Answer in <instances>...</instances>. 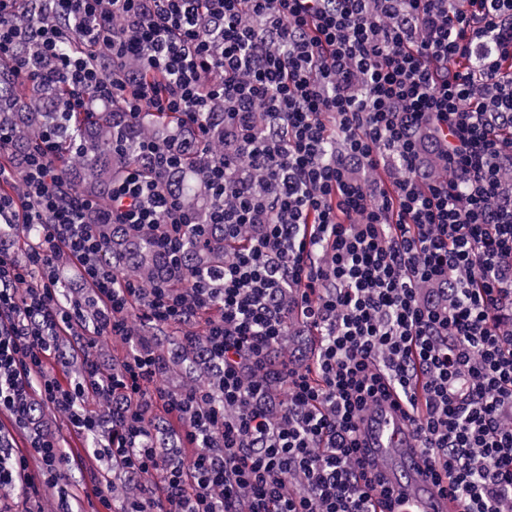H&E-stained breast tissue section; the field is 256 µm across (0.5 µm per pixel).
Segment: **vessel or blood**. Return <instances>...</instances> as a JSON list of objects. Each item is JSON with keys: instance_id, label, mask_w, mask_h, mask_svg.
Masks as SVG:
<instances>
[{"instance_id": "1", "label": "vessel or blood", "mask_w": 512, "mask_h": 512, "mask_svg": "<svg viewBox=\"0 0 512 512\" xmlns=\"http://www.w3.org/2000/svg\"><path fill=\"white\" fill-rule=\"evenodd\" d=\"M361 456L376 463L383 481L409 498L416 512H459L457 502L425 473L402 410L385 404L371 415Z\"/></svg>"}]
</instances>
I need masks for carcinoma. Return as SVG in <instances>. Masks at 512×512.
Masks as SVG:
<instances>
[{"mask_svg": "<svg viewBox=\"0 0 512 512\" xmlns=\"http://www.w3.org/2000/svg\"><path fill=\"white\" fill-rule=\"evenodd\" d=\"M13 62L0 63V127L10 131L8 149L17 159L38 147L45 134L57 140L56 159L70 192L78 197L109 201L112 182L123 173V166L134 160L133 146L140 139L178 138L191 145L185 154L189 173L169 172L163 176L178 195L181 205L198 221L197 230L207 239L202 246L189 238L182 265L174 270L165 262L157 245L147 234L135 235L120 224H102L101 232L108 244L104 259L120 265L124 273L149 288L161 280L174 286L194 275L215 272L224 264V253L248 241V231L231 242L224 240V225L205 224L203 216L210 201L202 176L191 173L201 159L197 152L196 128L176 115L154 116L144 122L129 123L114 108L95 107L87 112L66 109L68 91L55 75V63L37 59L33 65L37 77L19 81ZM224 151V124L210 128L206 156L217 158ZM204 342L197 338L180 342L171 369L179 371L184 364L199 366L204 362Z\"/></svg>", "mask_w": 512, "mask_h": 512, "instance_id": "carcinoma-1", "label": "carcinoma"}]
</instances>
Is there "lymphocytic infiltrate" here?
I'll return each mask as SVG.
<instances>
[{
	"label": "lymphocytic infiltrate",
	"mask_w": 512,
	"mask_h": 512,
	"mask_svg": "<svg viewBox=\"0 0 512 512\" xmlns=\"http://www.w3.org/2000/svg\"><path fill=\"white\" fill-rule=\"evenodd\" d=\"M40 3L39 24H16ZM76 31L109 66L59 56ZM27 42L58 57L75 112L92 88L130 119L180 114L204 134L222 103L232 145L204 170L212 221L256 234L219 273L146 288L102 262L96 227L148 228L178 251L192 221L165 183L133 165L108 206L67 199L49 136L22 163L0 162V183L26 187L22 202L0 194V411L23 426L49 406L93 434L89 395L118 396L97 452L151 483L123 512H394L356 455L363 416L390 400L462 512L512 504V328L500 321L512 308V0H0V61ZM132 57L141 72L124 68ZM70 264L98 306L86 340L131 344L118 367L87 361L74 382L54 369L76 333L59 300ZM134 313L202 322L219 386H157ZM293 317L320 348L305 367L282 364L275 402L256 374ZM158 409L183 429L188 453L173 462L154 443ZM30 448L35 473L0 430V486L20 488L0 512H29L45 482L56 512H78L67 451L43 433Z\"/></svg>",
	"instance_id": "f902f5d3"
}]
</instances>
